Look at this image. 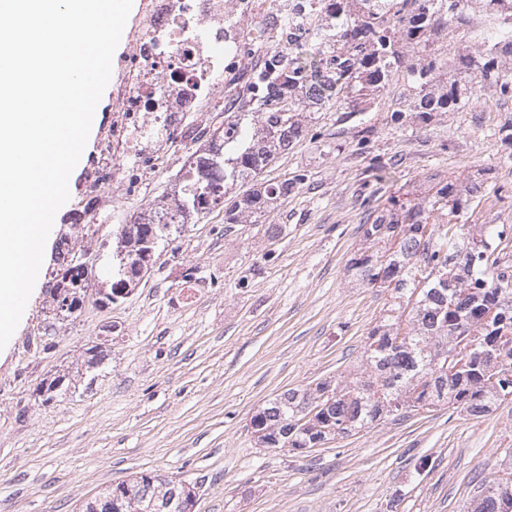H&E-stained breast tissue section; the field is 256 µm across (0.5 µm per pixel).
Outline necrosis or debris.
I'll return each mask as SVG.
<instances>
[{
  "instance_id": "4bbe7bcc",
  "label": "necrosis or debris",
  "mask_w": 512,
  "mask_h": 512,
  "mask_svg": "<svg viewBox=\"0 0 512 512\" xmlns=\"http://www.w3.org/2000/svg\"><path fill=\"white\" fill-rule=\"evenodd\" d=\"M262 0H238L232 32L224 0H148L127 36L125 75L110 98L112 125L87 177L85 202L96 223L112 215L116 196L135 192L157 170L145 155L154 128L169 131L182 112H213L224 94V64L242 57Z\"/></svg>"
}]
</instances>
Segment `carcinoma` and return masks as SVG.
Instances as JSON below:
<instances>
[{
	"mask_svg": "<svg viewBox=\"0 0 512 512\" xmlns=\"http://www.w3.org/2000/svg\"><path fill=\"white\" fill-rule=\"evenodd\" d=\"M471 0H288L291 14L314 17L295 31L281 15L269 20L288 46L266 53L243 81L238 103L210 140L188 153L185 173L170 183L154 207L117 227L116 246L97 270L84 268L85 252L66 236L55 251L62 261L50 286L48 310L77 319L91 283L103 306L124 301L139 287L129 265L148 262L149 252L182 232L188 216L224 209V223L244 212L261 213L288 197L306 179L263 183L225 207L224 197L304 137V109L340 103L361 112L367 92L404 72L419 90L418 118L454 112L466 104L459 80L437 91L433 62L405 60L404 40L426 50L437 36L470 24ZM489 29L475 38L490 44L484 55L461 63L480 83L512 100V74L501 59L512 57V0H483ZM255 107L252 113L232 108ZM482 200L481 187L458 178H434L412 204L390 201L362 225L363 243L348 262L355 281L391 293L394 303L370 330L359 375L290 389L269 400L250 424L265 448H316L356 434L384 418H404L439 406L480 418L512 397V264L505 249L512 226L455 224L450 217ZM168 480L149 472L104 489L81 512H152L169 492ZM512 501V481H487L473 512H502Z\"/></svg>",
	"mask_w": 512,
	"mask_h": 512,
	"instance_id": "obj_1",
	"label": "carcinoma"
}]
</instances>
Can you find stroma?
Segmentation results:
<instances>
[{"mask_svg": "<svg viewBox=\"0 0 512 512\" xmlns=\"http://www.w3.org/2000/svg\"><path fill=\"white\" fill-rule=\"evenodd\" d=\"M470 16L469 29H448L428 54L440 78L482 50L471 36L485 19L481 0ZM462 88L468 106L425 123L400 77L370 93L367 111L302 113L304 138L228 196L306 174L288 198L243 214L229 233L223 211L200 215L124 302L90 299L77 319H54L45 311L61 266L54 241L65 235L93 253L115 245V225L72 221L112 123L102 96L41 275L0 349V512H80L146 470L195 484L197 512H466L482 483L512 474V401L478 419L444 406L385 419L305 452L262 447L250 426L277 394L357 372L391 301L346 273L363 241L365 199L417 197L435 175L471 179L483 198L461 222L512 225V142L503 133L512 102L474 81ZM186 149L168 152L120 210L148 208ZM376 160L391 167L379 184ZM66 371L74 387L46 399L42 383Z\"/></svg>", "mask_w": 512, "mask_h": 512, "instance_id": "1", "label": "stroma"}]
</instances>
